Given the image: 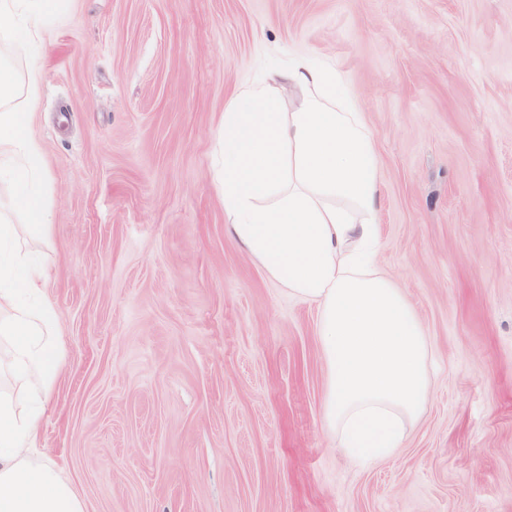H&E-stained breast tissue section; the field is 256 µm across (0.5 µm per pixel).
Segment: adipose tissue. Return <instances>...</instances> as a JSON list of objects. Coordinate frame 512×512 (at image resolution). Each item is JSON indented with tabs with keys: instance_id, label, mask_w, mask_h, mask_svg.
Listing matches in <instances>:
<instances>
[{
	"instance_id": "obj_1",
	"label": "adipose tissue",
	"mask_w": 512,
	"mask_h": 512,
	"mask_svg": "<svg viewBox=\"0 0 512 512\" xmlns=\"http://www.w3.org/2000/svg\"><path fill=\"white\" fill-rule=\"evenodd\" d=\"M56 0H0L23 33L41 38ZM298 97L267 86L224 112L219 181L229 230L290 295L316 303L328 367L322 420L353 461L401 447L432 391L430 344L400 288L376 266L378 159L359 113L337 100L336 72L305 58L271 71Z\"/></svg>"
}]
</instances>
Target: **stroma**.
Segmentation results:
<instances>
[{"instance_id": "35a3bbf8", "label": "stroma", "mask_w": 512, "mask_h": 512, "mask_svg": "<svg viewBox=\"0 0 512 512\" xmlns=\"http://www.w3.org/2000/svg\"><path fill=\"white\" fill-rule=\"evenodd\" d=\"M332 64L378 158L377 264L432 345L404 446L321 419L314 305L228 231L224 110ZM30 131L62 349L33 460L86 512H512V0H58Z\"/></svg>"}]
</instances>
